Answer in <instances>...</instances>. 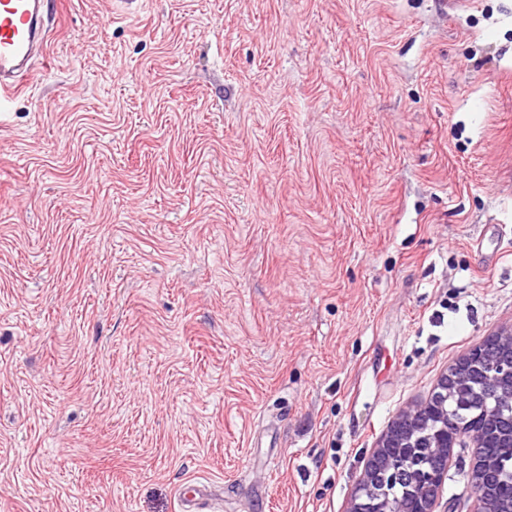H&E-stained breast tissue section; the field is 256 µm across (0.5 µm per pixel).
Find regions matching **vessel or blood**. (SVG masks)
Here are the masks:
<instances>
[{
    "mask_svg": "<svg viewBox=\"0 0 512 512\" xmlns=\"http://www.w3.org/2000/svg\"><path fill=\"white\" fill-rule=\"evenodd\" d=\"M57 0H0V112L7 111L27 86L31 65L45 57ZM181 512H205L208 491L191 484L179 493Z\"/></svg>",
    "mask_w": 512,
    "mask_h": 512,
    "instance_id": "vessel-or-blood-1",
    "label": "vessel or blood"
}]
</instances>
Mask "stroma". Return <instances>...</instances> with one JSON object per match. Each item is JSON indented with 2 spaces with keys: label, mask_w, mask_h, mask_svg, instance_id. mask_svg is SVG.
I'll return each instance as SVG.
<instances>
[{
  "label": "stroma",
  "mask_w": 512,
  "mask_h": 512,
  "mask_svg": "<svg viewBox=\"0 0 512 512\" xmlns=\"http://www.w3.org/2000/svg\"><path fill=\"white\" fill-rule=\"evenodd\" d=\"M47 60L0 115V512H348L512 328V0H58ZM180 510L199 512L208 506V491L204 485L190 484L179 493Z\"/></svg>",
  "instance_id": "35a3bbf8"
}]
</instances>
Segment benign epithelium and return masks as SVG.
Instances as JSON below:
<instances>
[{
  "label": "benign epithelium",
  "mask_w": 512,
  "mask_h": 512,
  "mask_svg": "<svg viewBox=\"0 0 512 512\" xmlns=\"http://www.w3.org/2000/svg\"><path fill=\"white\" fill-rule=\"evenodd\" d=\"M512 331L472 346L443 375L426 401L397 416L364 464L349 512H435L456 448L478 449L470 468L473 488L489 471L486 454L498 450L497 484L512 502ZM431 437L427 465L414 467L423 433Z\"/></svg>",
  "instance_id": "benign-epithelium-1"
}]
</instances>
